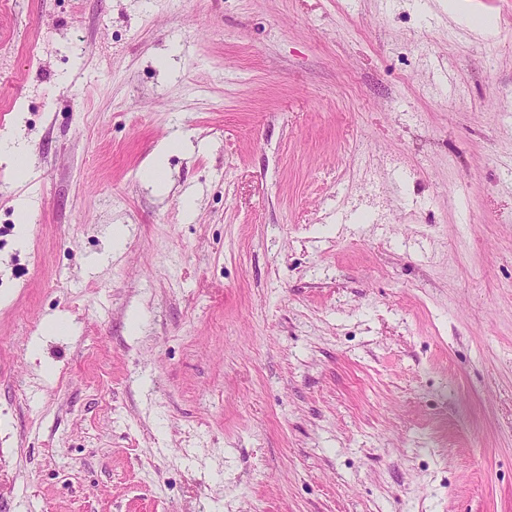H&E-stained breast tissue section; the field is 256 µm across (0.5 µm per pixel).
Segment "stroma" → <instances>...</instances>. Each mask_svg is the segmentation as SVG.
<instances>
[{
    "mask_svg": "<svg viewBox=\"0 0 512 512\" xmlns=\"http://www.w3.org/2000/svg\"><path fill=\"white\" fill-rule=\"evenodd\" d=\"M441 2L0 0V512H512V0ZM0 162L4 161L9 168L17 170L20 160L29 158L30 148L20 136L9 133L0 138ZM181 146L182 141L176 135H173L157 146L153 156L144 163V175L148 182L159 187L165 184L166 174L163 159L171 151Z\"/></svg>",
    "mask_w": 512,
    "mask_h": 512,
    "instance_id": "obj_1",
    "label": "stroma"
}]
</instances>
